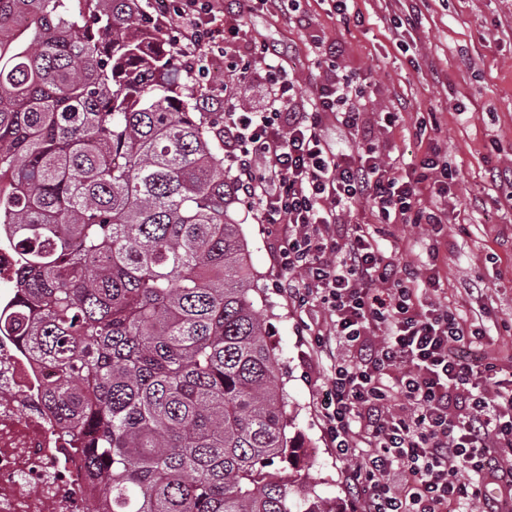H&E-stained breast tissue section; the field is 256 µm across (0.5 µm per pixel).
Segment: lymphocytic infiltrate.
<instances>
[{
  "label": "lymphocytic infiltrate",
  "instance_id": "1",
  "mask_svg": "<svg viewBox=\"0 0 512 512\" xmlns=\"http://www.w3.org/2000/svg\"><path fill=\"white\" fill-rule=\"evenodd\" d=\"M153 0L148 21L183 67L202 71L206 51L240 56L237 16L261 7L288 17L298 0ZM240 75L258 76L262 109L224 105V160L240 199L277 240L275 282L294 308H320L317 356H333L323 418L336 455L352 468L363 512H512V383L463 354L481 331L433 300L439 280L399 266L379 243L392 224L446 223L424 194L447 199L452 166L431 152L396 176L376 150L363 94L337 66L303 97L284 55L250 48ZM334 118L355 143L329 144ZM364 210L376 225L345 224ZM342 346L334 356V346Z\"/></svg>",
  "mask_w": 512,
  "mask_h": 512
}]
</instances>
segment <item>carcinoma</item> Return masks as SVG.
I'll return each mask as SVG.
<instances>
[{
  "mask_svg": "<svg viewBox=\"0 0 512 512\" xmlns=\"http://www.w3.org/2000/svg\"><path fill=\"white\" fill-rule=\"evenodd\" d=\"M141 15L140 0H0L18 292L0 335L56 367L45 399L97 484L94 512H345L308 487L288 436L224 114L186 96Z\"/></svg>",
  "mask_w": 512,
  "mask_h": 512,
  "instance_id": "carcinoma-1",
  "label": "carcinoma"
}]
</instances>
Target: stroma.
Returning <instances> with one entry per match:
<instances>
[{"instance_id":"obj_1","label":"stroma","mask_w":512,"mask_h":512,"mask_svg":"<svg viewBox=\"0 0 512 512\" xmlns=\"http://www.w3.org/2000/svg\"><path fill=\"white\" fill-rule=\"evenodd\" d=\"M417 28L398 32L408 11ZM307 27L286 24L253 10L241 23L239 43L263 42L290 54L304 97H311L326 72L314 44L334 42L344 74L361 87L375 121L378 150L399 176H407L430 148L440 149L456 169L448 241L436 261L442 304L481 327L474 348L482 363L512 372V184L492 170H512V0H355L349 22H340L327 0H300ZM210 78L190 83L193 95L224 98L259 110L262 83L239 78L233 59H207ZM395 113L387 122L386 113ZM255 275L253 295L276 369L288 395V411L304 438L307 481L330 498H356L344 464L336 457L321 414V394L330 363L318 359L304 331L303 313L279 295L275 243L265 225L239 208ZM386 241L397 261L419 266L427 259V226L395 225Z\"/></svg>"}]
</instances>
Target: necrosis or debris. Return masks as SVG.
I'll list each match as a JSON object with an SVG mask.
<instances>
[{"mask_svg": "<svg viewBox=\"0 0 512 512\" xmlns=\"http://www.w3.org/2000/svg\"><path fill=\"white\" fill-rule=\"evenodd\" d=\"M56 369L0 336V512H84L95 489L45 401Z\"/></svg>", "mask_w": 512, "mask_h": 512, "instance_id": "necrosis-or-debris-1", "label": "necrosis or debris"}]
</instances>
